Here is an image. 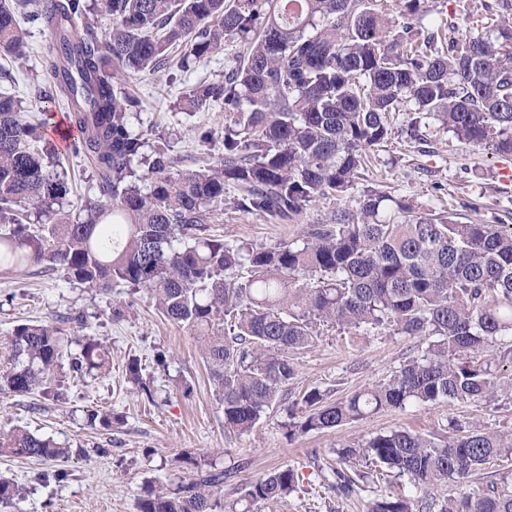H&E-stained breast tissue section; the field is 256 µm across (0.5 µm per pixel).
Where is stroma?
Masks as SVG:
<instances>
[{"label":"stroma","mask_w":512,"mask_h":512,"mask_svg":"<svg viewBox=\"0 0 512 512\" xmlns=\"http://www.w3.org/2000/svg\"><path fill=\"white\" fill-rule=\"evenodd\" d=\"M28 44L26 56L10 64V78H0V94L35 102L49 83L43 61L52 42L48 32L33 28ZM243 50L231 42L223 53L189 69L170 64L131 77L129 85L141 100L132 127L144 135L147 146L170 145L189 168L218 163L222 147L204 144L200 136L223 132V107L189 115L181 97L200 81L223 78ZM43 103L55 115L67 110L58 99ZM412 118L409 112L395 114L388 139L374 148L362 177L342 197L312 202L286 222L241 212L228 201L212 223L214 234L267 245L291 240L301 225L325 223L336 210L356 209L371 188L425 210L457 213L464 222L512 224V181L503 178L504 162L488 149L460 144L431 116L420 124L425 142L410 139ZM31 321L61 325L66 335L77 338L96 337L109 348L112 365L109 372L81 381L73 380L68 368L59 369L55 381L63 395L57 399L38 391L0 393V432L23 427L70 450L67 458L45 463L0 454V478L21 489L5 512H137L148 485L173 489L196 480V469L175 460L184 451L232 471L224 489L229 501L247 483L293 467L299 474L296 492L279 502H258L254 512H365L376 497L409 494L413 488L407 477L394 475L362 483L351 496L336 497L328 489L335 448L402 427L429 432L450 418L512 430L510 402L411 404L292 440L287 437L288 413L280 404L267 409L252 431H234L224 425L223 408L193 337L163 318L147 293L133 295L120 287L101 293L60 273L0 274V370L11 366L14 329ZM413 346L410 337L388 332L342 337L326 330L314 348L300 355L291 393L319 388L334 399L347 396L387 379ZM159 351L166 355L165 364L154 360ZM132 358L140 360L144 378L155 389L154 401L134 393L127 382L125 365ZM101 408L121 416V423L109 430L89 426L87 412Z\"/></svg>","instance_id":"35a3bbf8"}]
</instances>
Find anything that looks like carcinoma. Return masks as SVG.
Here are the masks:
<instances>
[{"label":"carcinoma","instance_id":"obj_1","mask_svg":"<svg viewBox=\"0 0 512 512\" xmlns=\"http://www.w3.org/2000/svg\"><path fill=\"white\" fill-rule=\"evenodd\" d=\"M461 36L436 0H0V52L28 50L31 28L50 31L52 91L79 131L98 195L68 210L70 187L49 119L0 95V272L42 267L90 289L150 294L160 314L194 336L224 410V426L256 427L288 400L297 356L322 327L388 331L415 340L389 379L332 400L312 388L288 404L289 436L324 431L408 404L512 400V225L464 223L369 190L356 210L307 224L300 238L263 245L211 234L230 198L243 211L294 218L340 197L397 112L432 115L461 143L512 160V0H475ZM244 51L224 79L183 92L190 114L224 105L222 162L177 170L165 144L145 156L131 126L137 96L124 77L151 72L182 49L180 67ZM147 167L142 176L133 168ZM148 181L142 188L140 183ZM25 362L0 377L24 394L48 385L63 357L77 375L110 368L98 339L70 340L46 323L10 337ZM76 349H71V346ZM125 375L153 400L138 359ZM90 425L120 423L90 410ZM0 451L28 459L69 455L53 439L16 429ZM331 489L349 496L373 469L406 476L420 496L387 495L367 512H512V434L453 418L440 434L397 429L333 450ZM493 479L465 488L484 471ZM231 473H206L174 490L149 486L139 512H253L297 490L291 467L260 477L228 502Z\"/></svg>","mask_w":512,"mask_h":512}]
</instances>
